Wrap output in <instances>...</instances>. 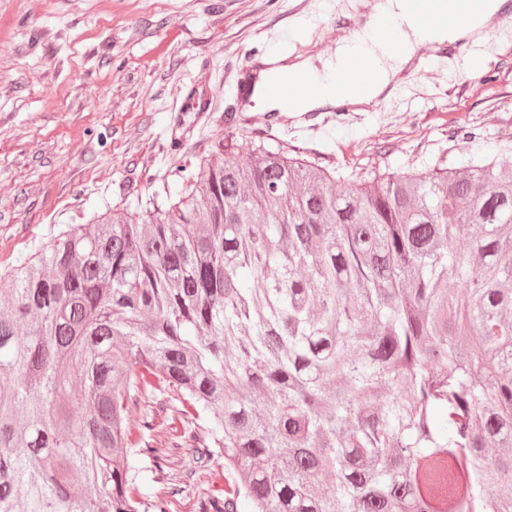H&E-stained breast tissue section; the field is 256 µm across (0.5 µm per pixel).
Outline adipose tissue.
Returning a JSON list of instances; mask_svg holds the SVG:
<instances>
[{
	"label": "adipose tissue",
	"instance_id": "adipose-tissue-1",
	"mask_svg": "<svg viewBox=\"0 0 512 512\" xmlns=\"http://www.w3.org/2000/svg\"><path fill=\"white\" fill-rule=\"evenodd\" d=\"M500 6L499 0H481L469 23L463 27H439L430 33H422L416 26L407 0H376L367 17L362 31L354 38L340 41L329 59L314 62L312 59L288 61L287 57H266L255 67L251 82L254 86L252 102L267 110L278 109L279 102L273 92L278 80L288 74H305L317 84L332 85L340 78L347 60L360 53L372 58L377 67L375 80L362 92L344 99L325 95L290 100L288 109L292 112H313L323 108L347 106H369L389 89L392 75L408 69L414 59L417 46L424 42H442L463 39L474 35L482 26L486 15L494 13ZM389 19L399 29L397 42L391 43L378 37L377 28L381 20Z\"/></svg>",
	"mask_w": 512,
	"mask_h": 512
}]
</instances>
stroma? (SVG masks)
Masks as SVG:
<instances>
[{
    "mask_svg": "<svg viewBox=\"0 0 512 512\" xmlns=\"http://www.w3.org/2000/svg\"><path fill=\"white\" fill-rule=\"evenodd\" d=\"M364 0H0V271L91 214L145 207L218 142L304 151L355 179L474 152L512 154V31L478 40L483 68L448 90L460 61L420 64L405 90L365 110L238 108L254 53L325 59L360 30ZM168 512H198L224 461L196 470Z\"/></svg>",
    "mask_w": 512,
    "mask_h": 512,
    "instance_id": "35a3bbf8",
    "label": "stroma"
}]
</instances>
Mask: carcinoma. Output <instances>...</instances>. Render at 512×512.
I'll list each match as a JSON object with an SVG mask.
<instances>
[{"label":"carcinoma","mask_w":512,"mask_h":512,"mask_svg":"<svg viewBox=\"0 0 512 512\" xmlns=\"http://www.w3.org/2000/svg\"><path fill=\"white\" fill-rule=\"evenodd\" d=\"M221 151L0 273V512H512V158ZM221 489H224V459L214 457L207 468L197 469L188 490L170 498L168 512H198V499Z\"/></svg>","instance_id":"carcinoma-1"}]
</instances>
